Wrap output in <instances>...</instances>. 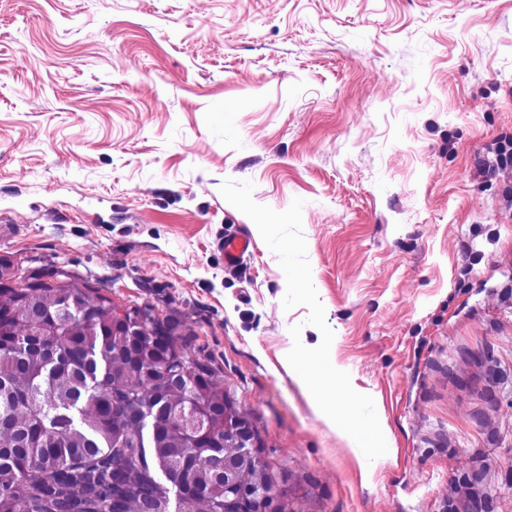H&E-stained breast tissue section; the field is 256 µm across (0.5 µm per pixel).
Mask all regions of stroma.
I'll list each match as a JSON object with an SVG mask.
<instances>
[{"label": "stroma", "instance_id": "35a3bbf8", "mask_svg": "<svg viewBox=\"0 0 512 512\" xmlns=\"http://www.w3.org/2000/svg\"><path fill=\"white\" fill-rule=\"evenodd\" d=\"M504 136L512 0H0V258L177 320L293 512H512ZM227 179L304 202L335 366L390 433L370 470L281 364L321 333ZM220 250L224 252V266L226 268L237 267L254 244L248 234L236 233L226 236L224 242L218 244Z\"/></svg>", "mask_w": 512, "mask_h": 512}]
</instances>
